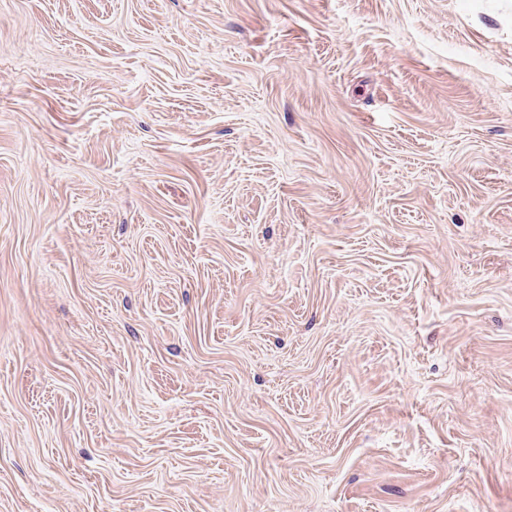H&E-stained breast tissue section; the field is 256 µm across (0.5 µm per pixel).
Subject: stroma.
I'll return each mask as SVG.
<instances>
[{"instance_id":"stroma-1","label":"stroma","mask_w":512,"mask_h":512,"mask_svg":"<svg viewBox=\"0 0 512 512\" xmlns=\"http://www.w3.org/2000/svg\"><path fill=\"white\" fill-rule=\"evenodd\" d=\"M0 512H512V0H0Z\"/></svg>"}]
</instances>
